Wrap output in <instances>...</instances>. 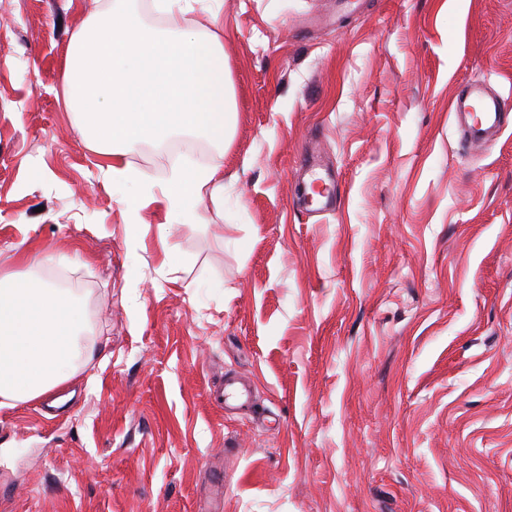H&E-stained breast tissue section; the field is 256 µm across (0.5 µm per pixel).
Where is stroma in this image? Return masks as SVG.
<instances>
[{
  "instance_id": "1",
  "label": "stroma",
  "mask_w": 512,
  "mask_h": 512,
  "mask_svg": "<svg viewBox=\"0 0 512 512\" xmlns=\"http://www.w3.org/2000/svg\"><path fill=\"white\" fill-rule=\"evenodd\" d=\"M107 3L0 0V271L68 272L91 351L0 408V512H199L218 472L224 512H512V127L467 145L449 112L512 94V0H206L231 140L143 141L125 184L61 93ZM216 163L203 223L167 213ZM209 189L214 199L224 200V166L210 165L197 169H175L169 178V188L163 193V203L168 213L190 208L193 223L200 224L203 216L195 211L196 203ZM310 188L313 195L318 196L317 203L319 207L316 209L317 211L327 210L336 202L337 197L332 178L317 179L311 183ZM314 188H317V190L315 191Z\"/></svg>"
}]
</instances>
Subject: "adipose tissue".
<instances>
[{
  "mask_svg": "<svg viewBox=\"0 0 512 512\" xmlns=\"http://www.w3.org/2000/svg\"><path fill=\"white\" fill-rule=\"evenodd\" d=\"M196 0H153L168 16L151 29L114 0L75 34L64 94L111 158L113 182L135 175L125 158L143 140L191 134L224 145L234 123L220 37L194 18ZM224 196V167L177 169L163 194L168 212ZM194 223H202L195 213ZM86 314L74 292L33 277L0 274V408L43 395L88 361Z\"/></svg>",
  "mask_w": 512,
  "mask_h": 512,
  "instance_id": "1",
  "label": "adipose tissue"
}]
</instances>
